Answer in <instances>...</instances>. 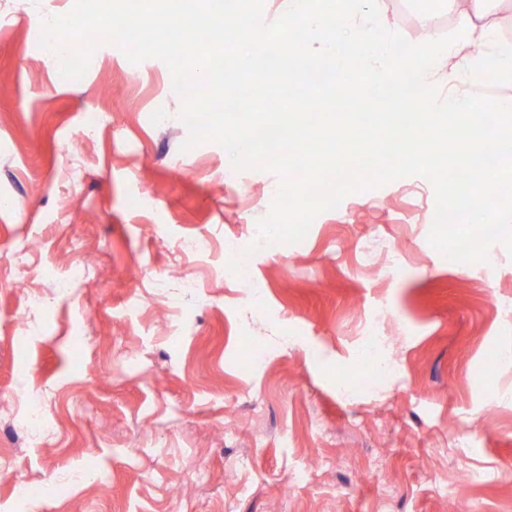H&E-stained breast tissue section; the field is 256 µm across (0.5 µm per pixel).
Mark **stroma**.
<instances>
[{"mask_svg": "<svg viewBox=\"0 0 512 512\" xmlns=\"http://www.w3.org/2000/svg\"><path fill=\"white\" fill-rule=\"evenodd\" d=\"M72 6L0 0V512L18 481L86 468L107 494L81 482L26 512H512V362L485 372L489 348L512 350V256L492 244L490 275L448 264L428 240L431 183L404 177L318 214L301 245L257 250L256 318L250 287L216 270L225 238L257 240L277 176L233 171L215 143L184 149L160 59L104 42L63 79L40 38ZM377 7L421 43L461 28L465 5L438 0L430 29L419 0ZM198 237L203 259L180 248ZM78 252L95 261L73 284ZM375 314L396 370L360 391L358 323ZM17 396L41 402L52 437L23 442ZM313 458L327 467L290 487ZM467 469L486 479L460 496Z\"/></svg>", "mask_w": 512, "mask_h": 512, "instance_id": "1", "label": "stroma"}]
</instances>
